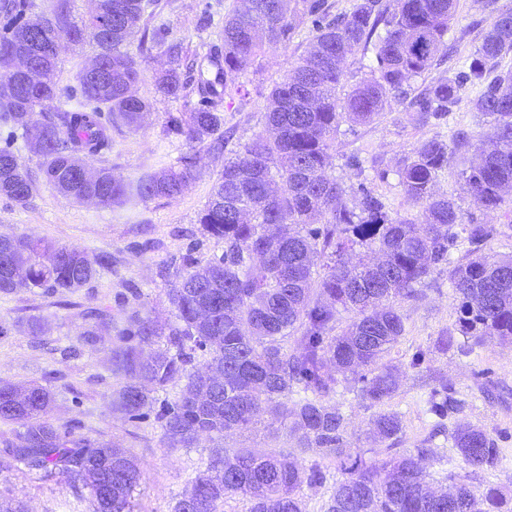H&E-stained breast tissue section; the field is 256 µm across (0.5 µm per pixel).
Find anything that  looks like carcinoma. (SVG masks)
<instances>
[{"label": "carcinoma", "mask_w": 512, "mask_h": 512, "mask_svg": "<svg viewBox=\"0 0 512 512\" xmlns=\"http://www.w3.org/2000/svg\"><path fill=\"white\" fill-rule=\"evenodd\" d=\"M112 10L95 12L81 23L71 20L66 0L23 17L26 0H3L0 17V127L10 133L33 120L44 143L40 170L58 193L81 201L94 197L102 207L136 198L173 199L196 179L195 156L141 178L135 186L98 171L86 183L79 173L83 155L112 147L109 129L136 130L151 103L132 89L141 62L124 51L136 34L165 43L155 30L139 29L146 5L141 0H103ZM325 0H246L243 10L224 15L222 43L209 53L214 78L196 85L203 106L169 114L168 133L190 149L224 143V97L240 91L236 81L255 63L266 44L288 41L289 17H314V48L293 64L267 97L266 134L244 144L224 161L203 209L201 233L221 240V255L201 262L191 246L180 259L181 272L168 292L175 321L163 332L133 313L118 331L110 350L114 371L125 378L118 408L130 419L155 414L168 448H192L199 436L221 440L229 431H250L257 409L291 420L297 447L321 448L336 458L345 478L336 483L324 512H512V494L487 484L473 489L460 483L451 492L429 489L421 461L431 448L394 453L368 462L345 437V419L327 399L343 381L370 405H382L399 390L394 367L383 362L403 336L405 323L395 302L416 299L434 274L448 273L457 302V327L480 345L488 338L512 339V256L486 253L497 233L492 224H464L456 201L435 191L453 149L470 134L459 129L447 141L440 135L422 140L397 170L399 184L412 204L423 207L417 222L388 208L365 183L349 192L327 173L330 141L341 124L374 121L392 103L441 121L460 92L476 90L473 109L497 123L496 138L476 148V162L461 173L462 190L486 210H497L512 194V70L500 63L512 51V11L495 18L480 45L454 76L439 78L422 90L411 81L426 73L439 48L447 47L448 27L458 0H355L348 15L326 19ZM32 30L45 79L16 89L12 72L17 36ZM90 33L98 53L112 63L107 88L88 80L80 69L76 86L62 87L53 40L72 42ZM373 48L368 77L341 95L344 64ZM170 68L156 80L168 100L186 96L182 79L183 48L171 43ZM78 94L83 109L46 114L63 96ZM32 175L10 146L0 148V195L25 204L32 197ZM321 218L323 223L315 220ZM467 257L450 261L458 244ZM379 251L384 260L354 262L357 249ZM103 265L73 246L28 236H0V292L21 288L72 291L84 287ZM351 323L336 333L339 315ZM79 332L84 341L97 336L100 313L89 311ZM299 335L298 347L286 346ZM158 345L149 359L142 345ZM175 380L185 381L180 397L157 402L151 392ZM49 386L40 383L0 386V421L20 427L19 443L7 442L14 461L30 470L57 471L86 486L95 512H132V495L143 478L139 463L123 448L99 442L75 430L60 431L48 414ZM430 411L450 418L465 404L445 383L431 392ZM373 435L391 440L403 430L395 412L371 420ZM450 438L458 455L475 470L495 466L498 448L482 428L457 424ZM317 467L306 468L284 449H228L216 446L206 475L179 498L172 512H218L224 499L240 496L249 512H306L302 486L322 483Z\"/></svg>", "instance_id": "obj_1"}]
</instances>
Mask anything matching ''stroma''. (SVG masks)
I'll return each mask as SVG.
<instances>
[{"label": "stroma", "instance_id": "stroma-1", "mask_svg": "<svg viewBox=\"0 0 512 512\" xmlns=\"http://www.w3.org/2000/svg\"><path fill=\"white\" fill-rule=\"evenodd\" d=\"M242 4L243 0H152L141 25L164 30L168 41L181 43L185 55L202 64L210 47L219 41L225 14ZM508 9H512V0H459L448 32L453 61L463 62L479 46L496 14ZM313 38L311 18L300 17L288 42L264 48L243 77L244 92L225 97L221 106L223 149L198 150V176L175 199L108 208L63 196L44 182L39 159L29 152L23 138L8 137L6 130L0 129V146L11 145L34 179L33 195L26 205L0 197V236L45 238L109 258L89 284L73 292L32 288L0 293V384L49 382L54 393L50 418L56 426L77 427L91 438L126 449L141 462L146 480L135 495V512H171L175 501L206 473L212 444L204 437L193 448H168L161 441L154 417L131 420L113 411L112 394L122 384L111 365L115 328L134 309L159 326H167L174 319L167 280L175 274L187 247L197 244L203 259L221 253L222 244L201 236L198 214L225 159L263 134L268 93L290 64L308 54ZM127 49L145 56L134 91L149 101L152 109L138 130H112L111 151L88 156L87 162L94 169L111 168L115 176L133 183L143 175L176 165L186 147L181 139L168 134L167 117L193 111L200 97L195 89L197 73L192 69L184 72L186 97L176 101L160 97L155 81L169 61L163 47L156 45L144 52L134 41ZM435 131L433 124L422 123L417 113L398 104L370 123L341 125L329 150L330 172L349 187L372 180L374 189L392 209L421 219V208L407 200L396 172L416 144ZM353 154L358 155L361 169L348 166ZM474 156L473 147L455 149L436 189L457 199L464 222L498 227L488 253L512 255V201L499 210L486 211L463 195L460 172ZM377 169L388 171L386 181L374 179ZM89 306L107 313L93 344L77 337L84 322L82 312ZM399 310L405 333L386 361L400 371L401 385L386 408L402 416L403 430L392 442L373 439L369 422L374 408L363 403L353 388L340 385L330 401L345 417L352 448L368 460L381 461L393 450L405 453L427 446L435 451L423 462L434 488L446 489L460 482L480 487L490 482L512 492V341L492 338L465 355L436 350L439 337L457 330L454 294L444 274L425 286L418 300L400 303ZM33 316L41 318L44 325L38 337L27 329ZM419 351L428 358V368L422 372L410 365L413 354ZM438 378L448 382L456 397L465 401L461 421L480 426L495 439L499 450L496 468L475 471L462 458L451 456L447 432L437 429L435 417L428 412L429 392ZM14 430L13 424L0 422V498L21 501L28 512H93L89 492L81 484L57 473L28 470L13 461L4 442L13 438ZM287 432L286 425L266 417L258 432L225 436L224 445L279 450L286 445ZM302 461L320 467L326 476L322 484L300 491L307 512H321L344 474L334 457L317 448L303 454Z\"/></svg>", "mask_w": 512, "mask_h": 512}]
</instances>
